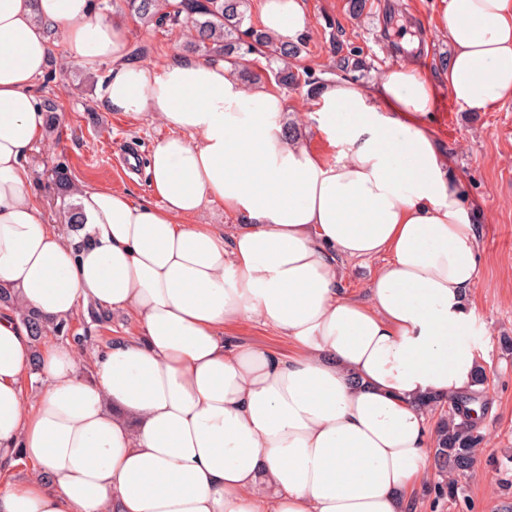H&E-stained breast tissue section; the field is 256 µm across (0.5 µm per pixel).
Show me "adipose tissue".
I'll return each mask as SVG.
<instances>
[{
	"label": "adipose tissue",
	"mask_w": 512,
	"mask_h": 512,
	"mask_svg": "<svg viewBox=\"0 0 512 512\" xmlns=\"http://www.w3.org/2000/svg\"><path fill=\"white\" fill-rule=\"evenodd\" d=\"M444 3L450 96L473 112L511 100L512 0ZM258 7L279 42L311 27L302 0ZM53 28L68 62L107 65L104 111L170 130L146 165L161 204L83 187L80 248L28 193ZM129 42L92 0H0V287L17 298L0 307V512H406L435 478L430 400L473 391L477 363V234L425 125L434 85L408 61L369 88L323 83L327 163L289 135L277 91L221 59L134 61ZM214 201L233 231L194 223ZM378 256L369 302L346 294L340 259ZM87 304L133 334L87 376L45 350L25 402L22 311L59 322ZM248 320L293 353L226 345Z\"/></svg>",
	"instance_id": "obj_1"
}]
</instances>
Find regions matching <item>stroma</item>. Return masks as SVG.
Here are the masks:
<instances>
[{
  "instance_id": "obj_1",
  "label": "stroma",
  "mask_w": 512,
  "mask_h": 512,
  "mask_svg": "<svg viewBox=\"0 0 512 512\" xmlns=\"http://www.w3.org/2000/svg\"><path fill=\"white\" fill-rule=\"evenodd\" d=\"M93 2L97 13L123 21L131 46L148 47V61L160 63L185 52L187 27L147 28L123 14L122 0ZM303 2L312 29L304 51L293 62L295 68L321 76L332 70L338 52L357 48L363 61L356 70L358 83L371 86L402 60L395 49L402 38L386 27V18L393 11L415 25L429 26L432 40L415 63L436 86L438 99L447 98L446 67L451 49L440 31L442 0H366L357 16L350 10V0ZM50 40L51 64L37 80L34 92L41 104H55L56 121L45 125L40 142L26 158L34 174L30 196L40 204L48 223H62L65 206L77 201L76 196L62 199L56 193L52 175L62 167L75 186H108L129 193L134 200L158 203L145 166L152 145L167 136V128L146 116L103 111L96 97L104 67L90 70L69 63L60 33L51 32ZM284 98L289 117L305 129L312 149L324 161L334 162L337 149L318 129V103L308 96L306 86L285 91ZM425 122L441 151L451 159L454 174L464 182L472 206L479 254L478 283L471 294L477 331L474 348L487 369L490 399L480 425L485 436L481 463L465 483V504H448L425 490L415 499L412 512H500L505 502L512 500V490L501 488L502 467L512 459V354L502 346L503 337H512V101L489 112L455 108L447 124L434 111ZM127 155L137 160L129 170L122 165ZM132 328L123 314L83 306L68 321L65 335L47 334L42 343L89 355L125 337ZM227 339L283 357L290 352L281 335L252 322L228 330Z\"/></svg>"
}]
</instances>
